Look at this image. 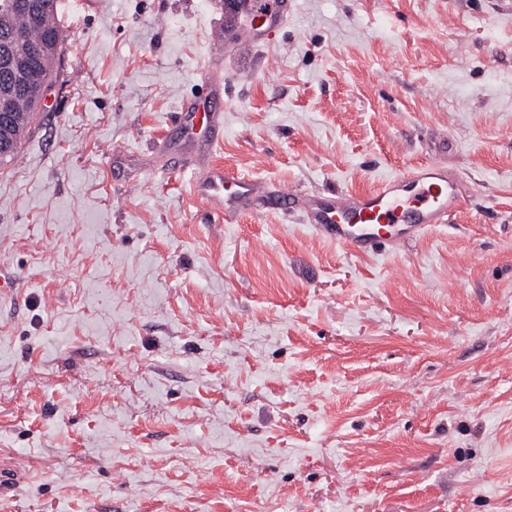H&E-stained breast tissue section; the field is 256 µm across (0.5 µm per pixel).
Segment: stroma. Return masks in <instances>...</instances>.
Masks as SVG:
<instances>
[{
  "label": "stroma",
  "instance_id": "obj_1",
  "mask_svg": "<svg viewBox=\"0 0 512 512\" xmlns=\"http://www.w3.org/2000/svg\"><path fill=\"white\" fill-rule=\"evenodd\" d=\"M61 0L0 165V512H512V0ZM224 70V140L174 117ZM443 155L447 224L366 258L229 217L203 162L363 191ZM234 1L233 10H225V0H221L224 20L218 23L217 32L219 36L222 32L228 34L238 49L268 44L270 35L288 19L289 0H270L261 11L255 0Z\"/></svg>",
  "mask_w": 512,
  "mask_h": 512
}]
</instances>
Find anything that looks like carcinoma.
Instances as JSON below:
<instances>
[{"label":"carcinoma","mask_w":512,"mask_h":512,"mask_svg":"<svg viewBox=\"0 0 512 512\" xmlns=\"http://www.w3.org/2000/svg\"><path fill=\"white\" fill-rule=\"evenodd\" d=\"M32 2L34 10L26 12L13 8L9 0H0V56L6 50L23 48L30 74L28 86L11 99L9 119L0 122V145L7 144V151L0 154V164L15 159L42 109L45 93L57 80L56 69L47 66L48 59L59 57L63 47L60 25L48 22L54 0Z\"/></svg>","instance_id":"1"}]
</instances>
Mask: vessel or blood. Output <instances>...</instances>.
Wrapping results in <instances>:
<instances>
[{
    "label": "vessel or blood",
    "instance_id": "obj_1",
    "mask_svg": "<svg viewBox=\"0 0 512 512\" xmlns=\"http://www.w3.org/2000/svg\"><path fill=\"white\" fill-rule=\"evenodd\" d=\"M289 7L290 0H267L261 8L256 0H235L217 30L228 34L237 48L250 50L264 45L266 37L285 24ZM207 87L204 97L181 106L177 124L186 137L201 138L211 147L224 131L221 73H214ZM195 192L229 216L254 204L284 213L300 211L304 222L321 237L365 256L376 254L382 246L397 249L416 240L430 227L447 223L458 206L457 180L438 161L420 164L368 191L337 190L325 195L262 196L252 180L210 165L197 180Z\"/></svg>",
    "mask_w": 512,
    "mask_h": 512
}]
</instances>
